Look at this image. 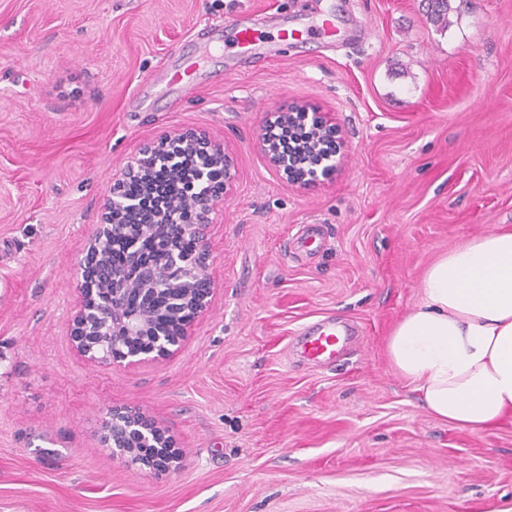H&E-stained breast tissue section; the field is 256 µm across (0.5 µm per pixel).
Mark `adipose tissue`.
I'll return each instance as SVG.
<instances>
[{
    "instance_id": "obj_1",
    "label": "adipose tissue",
    "mask_w": 512,
    "mask_h": 512,
    "mask_svg": "<svg viewBox=\"0 0 512 512\" xmlns=\"http://www.w3.org/2000/svg\"><path fill=\"white\" fill-rule=\"evenodd\" d=\"M386 355L438 421L474 431L512 420V228L472 237L424 270Z\"/></svg>"
}]
</instances>
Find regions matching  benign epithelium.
Segmentation results:
<instances>
[{
    "label": "benign epithelium",
    "instance_id": "1",
    "mask_svg": "<svg viewBox=\"0 0 512 512\" xmlns=\"http://www.w3.org/2000/svg\"><path fill=\"white\" fill-rule=\"evenodd\" d=\"M260 144L269 164L291 186L315 184L338 166L336 128L305 104H291L267 115ZM190 154L196 164L191 189L186 191L175 177ZM233 169L223 143L203 130L186 129L143 143L112 182L101 224L86 242L80 260L79 308L71 319L72 346L87 361L130 365L163 359L182 345L213 295L207 228L232 186ZM140 179L146 189L138 196L129 195L126 184ZM145 212L149 213L146 224L170 239L191 238L192 251L173 250L151 259L144 248L146 236L141 235L127 243L123 266L109 265L103 259L104 243L125 234L127 225ZM107 280L114 285L112 308L105 314L98 284ZM170 297L177 298L169 308V315L176 318L172 332H159L150 339L139 335V329L156 317L157 303ZM102 430L104 446L114 458L155 470H168L175 463L172 441L138 411L122 406L109 409Z\"/></svg>",
    "mask_w": 512,
    "mask_h": 512
}]
</instances>
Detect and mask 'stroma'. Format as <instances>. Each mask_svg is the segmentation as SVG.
I'll list each match as a JSON object with an SVG mask.
<instances>
[{
	"mask_svg": "<svg viewBox=\"0 0 512 512\" xmlns=\"http://www.w3.org/2000/svg\"><path fill=\"white\" fill-rule=\"evenodd\" d=\"M320 15L335 35L278 41ZM236 20L273 43L263 66L205 50ZM448 20L424 0H0V512H512V421L441 423L384 349L430 262L512 225V0H450ZM178 46L202 84L160 94ZM294 102L339 130V169L308 187L259 144ZM182 129L236 164L209 308L166 358L87 363L69 340L85 243L129 157ZM324 319L358 332L320 367L301 344ZM115 406L166 432L175 469L112 458Z\"/></svg>",
	"mask_w": 512,
	"mask_h": 512,
	"instance_id": "obj_1",
	"label": "stroma"
}]
</instances>
